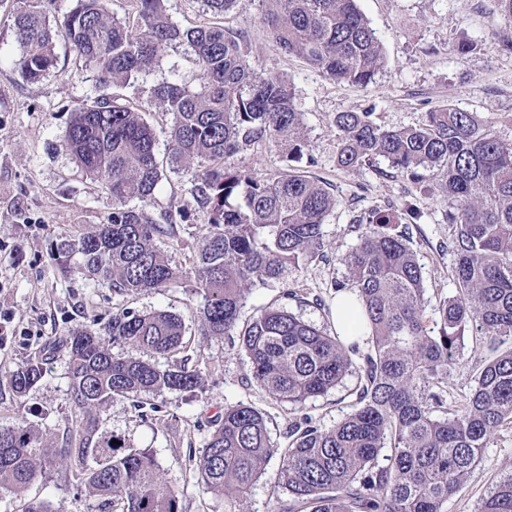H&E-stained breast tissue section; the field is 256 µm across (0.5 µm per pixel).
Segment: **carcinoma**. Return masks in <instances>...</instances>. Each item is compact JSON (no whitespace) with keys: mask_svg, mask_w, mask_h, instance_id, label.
<instances>
[{"mask_svg":"<svg viewBox=\"0 0 512 512\" xmlns=\"http://www.w3.org/2000/svg\"><path fill=\"white\" fill-rule=\"evenodd\" d=\"M261 22L288 55L329 79L368 87L383 65L375 31L356 0H260ZM224 16L240 0H203ZM136 35L108 16L106 0H76L57 29L35 0H13V32L23 79L40 81L54 65L57 37L66 41L99 85L155 71L168 46L186 44L202 71L197 85L177 70L153 89L171 115V167L197 166L192 198L207 214L192 268L172 266L156 241L168 223L152 224L130 206L147 204L162 179L153 128L141 111L106 97L74 110L66 130L71 157L112 194V219L80 238L83 267L119 293L158 292L189 278L202 296L200 333L236 336L253 379L273 399L301 410L306 402L354 383L351 410L329 428L305 416L288 428V447L271 436L264 414L224 405L199 460V474L224 495L226 512L251 492L265 465L279 457L280 512H447L499 428L512 423V143L479 113L443 104L414 126L389 128L369 112H338L337 166L356 170L383 159L396 173L445 202L451 231L454 292L431 305L409 232L390 210H374L353 226L358 243L342 256L348 277L351 341L285 307L261 311L243 328L238 318L256 288L280 281L323 248V226L337 205L324 182L298 168L310 143L292 80L262 76L245 42L219 25L180 28L164 0H136ZM266 139L288 169L257 177L234 163L240 147ZM184 323L168 311L112 314L103 328L81 327L60 341L67 353L74 404L65 448H49L22 424L0 426V491H20L53 456L88 465L90 494L120 512H180L178 489L153 455L122 449L101 431L97 409L115 396L193 391L201 379L182 362L160 369L143 354L168 356L183 344ZM486 352L471 393L448 409V379L465 337ZM116 346L122 351L113 352ZM45 374L34 357L12 374L25 395ZM480 512H512V476Z\"/></svg>","mask_w":512,"mask_h":512,"instance_id":"cac0c4a2","label":"carcinoma"}]
</instances>
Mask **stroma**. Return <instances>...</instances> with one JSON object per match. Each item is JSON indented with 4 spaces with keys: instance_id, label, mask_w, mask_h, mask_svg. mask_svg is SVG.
I'll list each match as a JSON object with an SVG mask.
<instances>
[{
    "instance_id": "obj_1",
    "label": "stroma",
    "mask_w": 512,
    "mask_h": 512,
    "mask_svg": "<svg viewBox=\"0 0 512 512\" xmlns=\"http://www.w3.org/2000/svg\"><path fill=\"white\" fill-rule=\"evenodd\" d=\"M357 6L379 35L385 54L375 83L366 88L333 81L288 57L262 25L255 0H244L222 20L230 34L246 41L258 73L292 78L311 144L301 169L326 183L337 198L323 227V254L287 280L255 289L240 323L264 307L284 304L306 320L334 328V284L346 273L339 258L357 243L350 225L356 216L379 208H394L399 225L409 229L431 299L453 292L443 203L383 161L356 171L340 170L337 113L369 112L380 125L405 127L450 103L499 124L502 137L512 141V124L504 122L512 117V22L497 12L493 0H357ZM466 35L479 39L480 45L462 57L455 45ZM56 53L48 76L35 83L24 80L14 65L19 49L13 20L0 10V426L23 423L48 444L64 447L73 409L66 354L59 350L50 355L42 381L25 396L14 392L11 373L74 328L98 330L117 311L174 312L185 322L184 347L177 357L159 356L155 362L165 369L187 361L202 378L200 388L113 398L99 410L102 429L126 446L150 450L162 477L179 490L181 512H224L223 496L207 489L197 464L225 404L241 402L263 412L273 438L283 446L294 415L288 404L275 402L254 382L245 353L230 338L201 336L202 299L192 294L191 282L159 293L122 295L88 275L74 245L95 225L108 222L112 197L76 166L65 142L72 109L106 94L140 109L154 129L159 155H167L170 117L151 105V89L170 69L196 78L200 68L186 46L175 43L149 77L102 88L65 42H58ZM234 161L260 177L287 168L279 150L262 140L243 146ZM194 177L191 169L165 168L153 202L141 209L146 220L157 224L170 208L187 211L188 219L178 222L174 237L160 242L173 265L183 269L191 268L207 222L192 199ZM483 364V352L465 346L448 382L449 404L470 393ZM352 402L343 386L307 402L302 413L327 428L349 412ZM78 470V461L72 459L46 462L42 474L20 493L0 495V512H23L34 500L49 502L54 512H85L90 506L96 512H113L107 501L90 497ZM511 472L512 424L492 438L478 466L449 499L448 512H475L490 488ZM278 475L274 458L242 512H276Z\"/></svg>"
}]
</instances>
